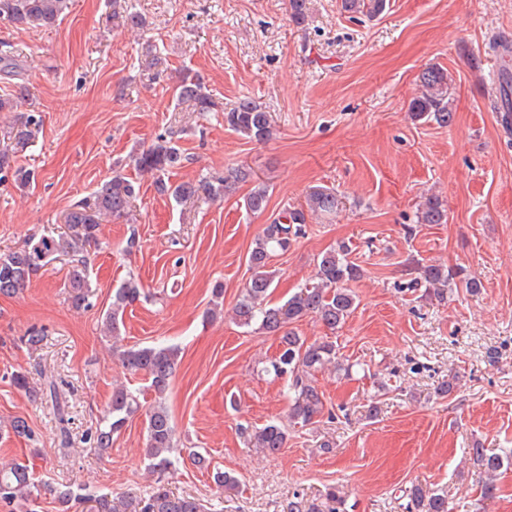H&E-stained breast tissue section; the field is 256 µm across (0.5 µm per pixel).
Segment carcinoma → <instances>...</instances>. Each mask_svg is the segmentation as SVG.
Returning <instances> with one entry per match:
<instances>
[{
	"label": "carcinoma",
	"mask_w": 512,
	"mask_h": 512,
	"mask_svg": "<svg viewBox=\"0 0 512 512\" xmlns=\"http://www.w3.org/2000/svg\"><path fill=\"white\" fill-rule=\"evenodd\" d=\"M290 17L298 25L308 17V0H288ZM386 7V0H341V8L357 19L378 17ZM68 0H0V16L17 26L39 28L51 27L65 13ZM112 19L121 20L122 28L141 29L146 19L132 11L120 0L112 2ZM420 92L409 105L411 116L416 121H433L442 127L452 124L454 112L448 100V73L432 64L419 76ZM178 99L193 103L196 112H213L217 103L204 92L203 82L197 75L187 74L179 86ZM41 119L29 113L20 117L12 127V149L0 150V182L11 176L21 187L29 185L34 172L16 161V153L35 136ZM224 125L231 131L252 141L262 143L273 136L270 112L249 96L238 99L234 107L224 112ZM181 161L179 149L169 141L161 140L133 159L139 173L163 172L177 166ZM248 174L240 168L228 171L222 178L203 179L196 184L183 183L174 187L157 181L161 192L174 199L202 194L215 200L224 196L229 181L245 182ZM135 194L133 179L123 173H115L100 183L87 200L77 203L65 216L68 226L66 236L59 239L42 238L30 242L24 249L0 254V295L10 296L24 288L40 269L60 256L75 259L71 265L68 288L71 302L78 308L88 300V273L85 254L100 244V226L106 217L126 214ZM245 207L252 213L263 212L268 204V191L263 185L252 188L244 198ZM341 204L336 192L318 187L310 191L305 203L286 212L284 220H275L266 225L254 242L249 255L252 275L246 283L237 303L233 307L234 319L241 327H257V330L272 334L279 339L277 356L270 361L268 371L284 381V396L288 402V420L306 426L323 415L325 401L323 393L315 385L314 375L329 364L336 363V345L329 341L309 343L295 331L294 324L307 317H315L330 331L341 328L356 309V296L347 284L357 281L362 274L359 264L351 260V247L341 243L325 252L312 282L281 305L272 304L269 297L275 271L269 268L271 252L288 250L293 239L305 233V224L315 215L336 212ZM420 224L448 223V210L439 197L430 196L418 212ZM470 291L475 292L480 284L473 278L462 275V270L446 269L428 265L420 272L419 282L428 286H448L457 277ZM223 285L212 288L213 306L205 316L215 318L223 313ZM148 297L141 283L133 276L123 280L114 289L112 301L103 315L101 329L105 336L119 335L120 319L126 309ZM118 362L125 373L141 375L148 380V389L154 394L152 405L145 412L147 443L145 456L150 469L161 478L174 465L180 450L176 446V428L166 406V397L175 374L179 349L174 346H142L115 349ZM139 408L137 396L121 386L112 391L110 406L93 441L96 447L107 450L112 447V435L119 432ZM240 435L249 448H257L266 454H275L285 447L287 436L282 425L269 423L260 428H240ZM469 458L485 475L481 495L493 496V477L509 462V458L490 454L485 448L468 449ZM35 485L27 467L12 462L0 464V504L14 502L26 504L31 501ZM409 502L406 509L419 512H448V500L443 494H426L414 485L406 491ZM59 504L69 510L85 501V495L71 487L55 491ZM94 512H201V504L193 497L174 496L165 492H152L144 497L116 501L102 496L95 500Z\"/></svg>",
	"instance_id": "1"
}]
</instances>
